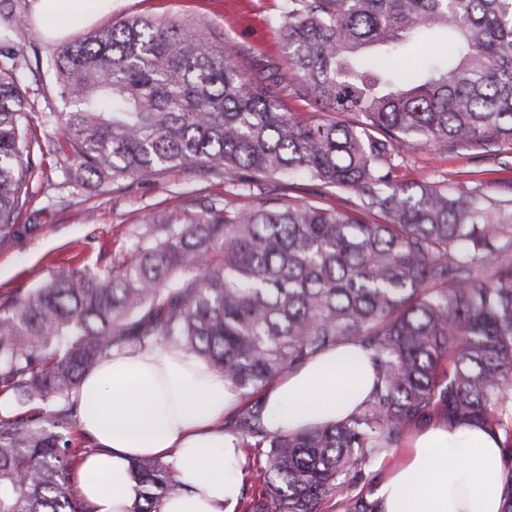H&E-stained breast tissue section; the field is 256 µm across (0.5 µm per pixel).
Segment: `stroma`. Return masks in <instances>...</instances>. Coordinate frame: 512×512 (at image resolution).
Wrapping results in <instances>:
<instances>
[{
  "label": "stroma",
  "instance_id": "stroma-1",
  "mask_svg": "<svg viewBox=\"0 0 512 512\" xmlns=\"http://www.w3.org/2000/svg\"><path fill=\"white\" fill-rule=\"evenodd\" d=\"M176 17L200 24L220 35L225 51L241 65L256 58L285 67L280 27L281 0H112V11L92 22L76 21L65 40L128 17ZM25 44L37 46L38 77H26L33 117L61 112L64 101L51 67L58 46L32 20ZM46 154L30 183L29 199L20 218L29 232L18 241L0 240V295L37 287L60 266L85 265L101 270L130 256L144 218L182 209L192 198L206 195L247 209L266 199L324 205L317 181L304 175L281 177L247 189L225 182L215 172L173 171L117 184L85 185L65 176L66 164L52 151L54 126L36 128ZM396 181L438 185L451 190L481 187L495 199L512 198V145L481 152L444 142L423 143L392 156Z\"/></svg>",
  "mask_w": 512,
  "mask_h": 512
}]
</instances>
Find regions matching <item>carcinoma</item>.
Listing matches in <instances>:
<instances>
[{"mask_svg":"<svg viewBox=\"0 0 512 512\" xmlns=\"http://www.w3.org/2000/svg\"><path fill=\"white\" fill-rule=\"evenodd\" d=\"M289 67L244 73L219 35L177 18H128L64 42L54 69L67 110V177L100 184L170 170H216L255 186L305 174L358 191L354 208L194 199L145 221L135 259L102 271L59 267L0 297V512H84L70 490V400L114 353L176 348L230 381L242 406L224 429L260 451L243 512H321L366 478L372 459L413 423L479 422L512 456L511 204L471 190L394 180L391 157L448 141L512 145V0H283ZM26 0H0V237L20 239L29 182L43 160L22 40ZM448 50L402 47L426 30ZM291 89L359 125L304 122L280 110ZM355 343L377 383L348 420L273 434L262 391L310 358ZM133 512L182 491L171 463L131 464Z\"/></svg>","mask_w":512,"mask_h":512,"instance_id":"cac0c4a2","label":"carcinoma"}]
</instances>
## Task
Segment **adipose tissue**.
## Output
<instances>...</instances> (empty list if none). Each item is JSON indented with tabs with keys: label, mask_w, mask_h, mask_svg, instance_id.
Wrapping results in <instances>:
<instances>
[{
	"label": "adipose tissue",
	"mask_w": 512,
	"mask_h": 512,
	"mask_svg": "<svg viewBox=\"0 0 512 512\" xmlns=\"http://www.w3.org/2000/svg\"><path fill=\"white\" fill-rule=\"evenodd\" d=\"M45 33L67 19L108 13L112 0H35ZM377 381L368 352L349 345L311 358L263 391L265 425L296 433L333 425L359 410ZM82 434L95 449L81 458L73 492L85 512H133L134 459L172 460L184 488L160 512H235L242 440L224 419L239 398L229 381L171 348L115 354L72 394ZM501 432L432 419L406 431L398 463L381 465L368 499L375 512H501L512 460Z\"/></svg>",
	"instance_id": "1"
}]
</instances>
